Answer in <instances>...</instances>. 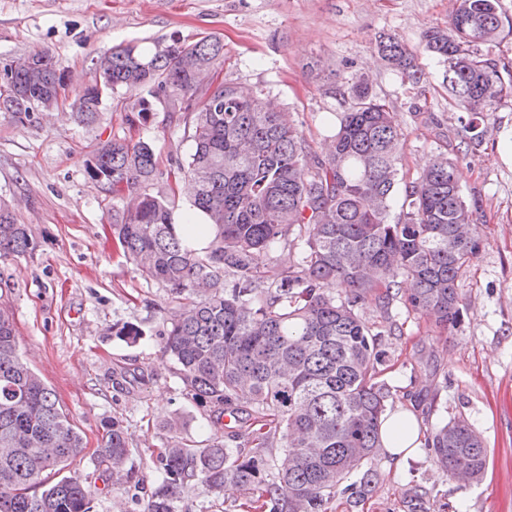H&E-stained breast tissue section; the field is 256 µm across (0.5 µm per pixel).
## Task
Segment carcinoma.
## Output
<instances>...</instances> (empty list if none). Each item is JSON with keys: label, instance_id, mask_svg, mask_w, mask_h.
Returning <instances> with one entry per match:
<instances>
[{"label": "carcinoma", "instance_id": "obj_1", "mask_svg": "<svg viewBox=\"0 0 512 512\" xmlns=\"http://www.w3.org/2000/svg\"><path fill=\"white\" fill-rule=\"evenodd\" d=\"M512 35L501 0H457L448 26L423 35L424 49L445 66L443 83L461 109L464 139L456 152L481 146L490 112L512 97V66L490 56V46ZM378 51L402 83L420 84L418 56L383 34ZM32 74L19 64L0 76V112L29 114L58 97L63 69L48 52ZM224 61L217 39L178 42L150 54L135 44L109 52L98 70L103 92L145 90L191 112V150L171 173L194 184L193 206L208 218L206 251L189 249L173 222L175 202L150 192L157 177L153 144L108 140L94 152L91 178L120 199L112 235L144 278L169 288L162 350L174 364L185 396L251 428L255 450L213 439L203 447L167 441L156 456L160 475L147 512H174L192 481L220 496L224 485L258 491L266 512H325L341 485L362 474L379 452L380 419L389 396L380 379L385 354L379 333L356 305L373 296L387 306L400 280L414 283L406 308L444 330L462 315L460 281L477 257L481 225L457 176L458 160L433 156L418 177L400 176L405 140L394 112L355 74L341 95L336 131L326 152L311 147L288 112L261 94L226 82L210 94L208 73ZM102 98L85 88L74 101L80 121L96 119ZM404 185L402 212L389 209ZM297 257L265 275L270 253ZM33 249L27 228L0 202V259ZM339 284L337 300L321 288ZM96 455L127 482L129 440L122 421H104ZM437 466L479 482L488 449L462 416L427 437ZM83 447V437L59 406L54 390L18 349L13 314L0 289V512H94L95 494L77 475L49 483ZM267 448L282 452L272 458Z\"/></svg>", "mask_w": 512, "mask_h": 512}]
</instances>
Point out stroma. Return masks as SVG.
I'll list each match as a JSON object with an SVG mask.
<instances>
[{
    "instance_id": "1",
    "label": "stroma",
    "mask_w": 512,
    "mask_h": 512,
    "mask_svg": "<svg viewBox=\"0 0 512 512\" xmlns=\"http://www.w3.org/2000/svg\"><path fill=\"white\" fill-rule=\"evenodd\" d=\"M456 0H0V66L46 51L68 74L54 108L18 120L0 112V199L26 225L34 248L0 260V279L23 358L54 389L81 432L84 446L65 475L87 479L97 512H145L158 484L157 448L179 420L183 441L204 445L229 430L211 426L210 407L188 400L172 362L161 349L168 290L145 279L113 239V199L90 178L86 163L110 139L151 141L158 176L155 193H174L186 205L189 183L172 178L191 148L192 115L153 103L147 123H130L131 94L104 96L97 119L81 123L72 108L78 91L98 75L97 59L117 45L154 50L205 37L224 45V64L211 75L217 86L236 82L263 90L292 113L311 151L322 154L339 87L365 73L393 110L405 135L402 171L414 180L437 152L459 143V110L442 83L443 66L425 52L422 35L446 26ZM383 33L400 38L419 57L423 89L401 83L379 59ZM422 106L431 123L416 119ZM476 151L459 159L460 183L477 204L481 249L460 285L462 316L442 330L407 310L403 295L388 307L374 299L357 306L380 331L386 353L383 379L388 407L412 405L422 433L467 417L490 452L486 477L464 483L446 476L432 449L421 447L404 467L378 454V482L368 495L337 492L327 512H512V98L486 122ZM141 334L130 342L117 326ZM122 420L130 442L132 479L122 489L95 450L103 420ZM247 499L229 486L223 496L202 485L184 490L174 512H242Z\"/></svg>"
}]
</instances>
